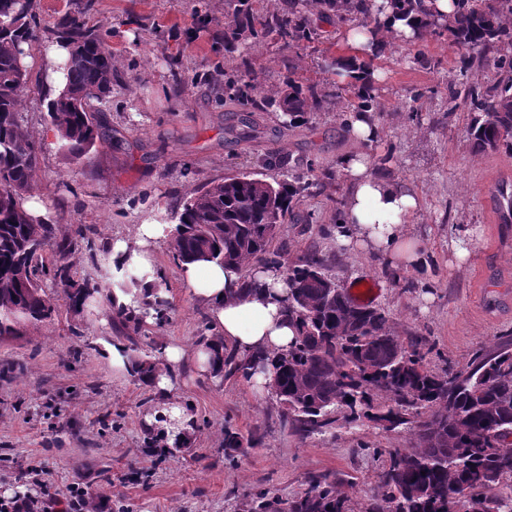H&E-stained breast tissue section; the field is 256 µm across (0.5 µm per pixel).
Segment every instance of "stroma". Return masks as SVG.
<instances>
[{"mask_svg":"<svg viewBox=\"0 0 512 512\" xmlns=\"http://www.w3.org/2000/svg\"><path fill=\"white\" fill-rule=\"evenodd\" d=\"M224 9L225 0H95L85 19L108 29L120 81L92 105L111 143L96 145L78 163L64 157L47 116L50 73L40 54L47 36L30 46L19 110L25 133L41 147L32 197L72 250L62 256L48 249L41 257L52 317L21 339L0 342V496L33 493L35 480L48 479L60 490L83 483L130 512H243L258 490L292 498L312 476L329 473L360 512L392 453L412 443L408 431L382 430L365 419L299 438L281 427L271 396L185 367L174 396L189 408L193 432L186 448L160 456L146 445L145 418L158 406L156 395L133 374L113 369L104 354L106 343L124 341L123 316L97 295L83 309L70 307L51 276L65 263L76 282L111 283L108 240L131 235L139 224L174 223L179 201L204 185L257 169L266 180H280L281 169L259 166L271 154L333 172L339 157L354 150L342 123L355 102L350 95L288 129L272 114L256 113L253 136L236 139L231 128L239 107L225 102L224 77L213 69L225 56ZM317 25L319 37L307 47L285 46L272 35L234 53L251 56L268 90L281 87L287 59L327 88L343 85L324 61L353 55L346 27L322 19ZM171 57L177 67L168 65ZM373 63L379 135L364 150L375 174L414 186L421 206L406 231L424 243L425 265L395 274L376 253L339 248L336 206L323 194L304 202L309 223L282 225L276 241L287 245L291 261L319 249L342 287L374 281L370 304L385 311L393 334L426 337L431 369L461 370L477 351L512 341V224L496 223L492 193L494 183L512 180V155L473 152L466 111L448 104L449 88L463 93L495 73L461 74L445 35L416 47L395 40ZM176 69L187 78L179 86ZM460 239L470 250L464 262L454 255ZM152 268L173 309L164 322L141 323L131 355L155 361L168 345L196 344L210 324L168 244L155 248ZM228 424L258 440L233 465L224 459Z\"/></svg>","mask_w":512,"mask_h":512,"instance_id":"1","label":"stroma"}]
</instances>
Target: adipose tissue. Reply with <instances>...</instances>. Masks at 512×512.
<instances>
[{
  "instance_id": "adipose-tissue-1",
  "label": "adipose tissue",
  "mask_w": 512,
  "mask_h": 512,
  "mask_svg": "<svg viewBox=\"0 0 512 512\" xmlns=\"http://www.w3.org/2000/svg\"><path fill=\"white\" fill-rule=\"evenodd\" d=\"M418 23L417 16L402 18L387 12L381 14L374 34L352 35L348 41L358 56L371 57L383 49L386 41L412 36ZM347 124L357 149L338 159L347 185L336 230L338 244L351 252L374 251L396 271L419 266L424 246L405 231L406 219L418 207L413 188L373 173L363 150L379 134L372 113H350ZM173 231L170 224L138 225L133 236L112 241L113 264H150L154 248L170 240ZM182 277L198 301L208 308L212 334L204 345H168L162 366L152 376L161 410L159 417H147L146 422L159 424L160 438L170 445L184 439L192 421L172 399L173 377L178 370L190 365L196 372L215 378L222 373L225 349H232L241 358L260 351L284 352L296 336V325L286 312L288 286L282 268L256 266L246 276L235 267L198 261L183 265Z\"/></svg>"
}]
</instances>
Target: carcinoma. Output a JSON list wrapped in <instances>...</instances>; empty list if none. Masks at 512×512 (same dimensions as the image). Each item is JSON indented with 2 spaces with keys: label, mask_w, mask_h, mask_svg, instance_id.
<instances>
[{
  "label": "carcinoma",
  "mask_w": 512,
  "mask_h": 512,
  "mask_svg": "<svg viewBox=\"0 0 512 512\" xmlns=\"http://www.w3.org/2000/svg\"><path fill=\"white\" fill-rule=\"evenodd\" d=\"M310 1L321 18L355 24L363 34L375 32L377 15L386 8L403 17L422 16L417 35L423 40L448 32L462 72L492 69L498 75L491 85L474 83L463 98L471 114L466 135L472 150L512 153V27L502 20L512 14V0H455L453 17L444 23L427 13L424 0H283L281 9L266 14L254 13L251 0H226L224 44L247 46L272 34L297 49L311 43L318 39V27L309 17ZM93 6V0H86L45 28L68 50L65 86L47 109L60 148L72 162L86 158L97 143L112 140L93 122L83 101L92 91L106 98L114 81L106 31L87 27L83 18ZM38 25L32 0H0V340L20 338L28 327L51 317L52 299L38 281L40 248L70 250L69 242L57 239L55 225L23 208L24 197L35 189L40 146L23 133L17 101L28 83L26 58ZM215 69L224 73V99L241 107V140L256 130V112H271L288 127L342 98L339 90L297 76L291 60L277 95L260 91L247 57L235 65L226 60ZM373 90L355 92L354 109L378 111ZM265 165L286 170L287 178L270 183L236 175L185 198L171 243L173 258L181 264L252 261L286 272L288 316L298 329L294 344L273 360L265 355L242 359L226 350L224 376L248 382L271 364L267 388L281 409L282 425L304 438L338 424L354 427L363 418L386 431L413 432L416 446L393 454L380 477V491L362 512H483L487 502L495 512H512V484L507 483L512 478V350L478 354L456 372L428 369V340L393 336L384 312L359 306L344 289L330 287L334 277L319 251L311 249L289 262L272 248L280 225L297 215L304 198L323 191L337 176L328 172L321 179L313 165L302 170L280 155ZM148 278L144 270L125 268L112 287L125 292ZM53 279L75 308L103 291L89 282L72 289L65 264L53 269ZM144 309V315L152 313L161 322L170 302L156 290ZM125 316L138 332L142 316ZM254 447L253 439L224 426L225 456L245 457ZM283 503L288 512H352L349 497L326 475L312 479L307 490L286 502L263 490L253 496L247 512H280Z\"/></svg>",
  "instance_id": "carcinoma-1"
}]
</instances>
